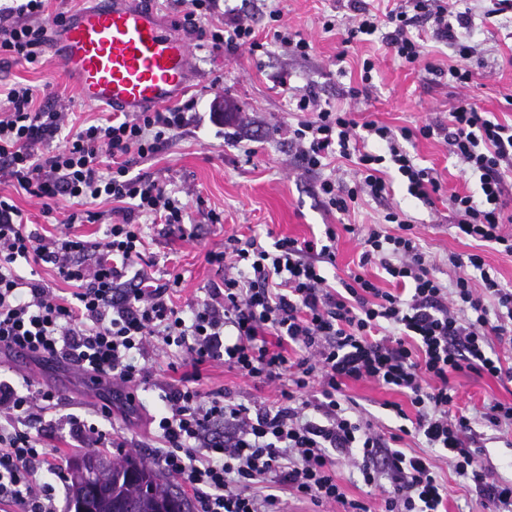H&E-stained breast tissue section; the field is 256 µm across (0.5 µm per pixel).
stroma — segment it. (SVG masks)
Listing matches in <instances>:
<instances>
[{"mask_svg":"<svg viewBox=\"0 0 512 512\" xmlns=\"http://www.w3.org/2000/svg\"><path fill=\"white\" fill-rule=\"evenodd\" d=\"M354 0H224V9L247 16L260 34L270 27L268 9L277 7L290 31L301 33L313 43L309 57L298 58L281 45L270 43L265 50L235 53L224 50H198L194 53V72L184 95L191 101L189 127L174 137L156 154L138 160L133 173L153 177L168 189H192L187 200L188 219L184 230L169 232L161 225L147 230L144 255L147 271L154 277L179 273L183 281L175 300L180 306L203 299L205 290L221 276L205 261L210 251L224 248V240L233 234L273 232L300 240L320 239L326 225L339 230L336 264L325 269L327 277H343L355 268L360 251L356 236L346 232V225L379 222L386 207L402 210L415 224L423 248L437 261L438 276L449 280L454 271L448 264L452 254L481 251L501 280L512 289V258L498 253L493 246L457 237L449 224L448 196L451 192L478 193L476 179L465 177L454 158L448 154L443 137H417L405 145L415 163L434 169L441 182L439 193L430 199L408 195L396 171H389L392 190L386 202L364 196L348 212L340 214L324 209L315 193L318 178L345 176L354 166L346 159L332 160L319 174L304 175L296 166L288 147V128L296 124L293 91L313 88L321 100L335 107L346 106V87L361 84L362 63L375 64L372 81L356 105L358 121L375 120L392 129H413L426 123L447 124L448 112L457 102V90L449 82L446 70L455 61L451 48L430 40L428 23L418 31L427 36V55L408 64L389 52L381 41L344 43V26L353 16ZM337 20L335 30L322 28L325 17ZM472 42L481 44L484 54L480 75L469 91L471 102L491 113L502 123H512V23L504 17L476 18L471 29ZM287 75V87L278 78ZM29 86L35 106L48 103L55 94L73 102L74 125L93 123L103 110L85 105L76 98L53 52H46L40 65L29 67L0 56V91L14 84ZM229 102L231 114L217 120L212 116L215 103ZM0 195L11 198L21 209L29 229L48 233L71 212L61 204L51 215H44L38 199L19 189L6 177H0ZM219 222H211L210 214ZM155 373L152 383L137 389V409L130 417L114 415L100 421L103 430L121 431L126 439L142 447L155 444L149 432L152 416L160 415L162 403L158 382L170 379L167 361L149 360ZM34 373L39 383L54 388L62 398L59 413L49 414V427L60 434L59 414L75 413L94 418L100 404L97 392L88 390L82 375L60 366L36 367L31 361L0 359V379L20 382L23 374ZM459 390L458 405L472 418L480 420L492 401L512 402V382H502L472 373L454 375ZM348 395L360 403L363 415L382 431L397 426L398 418L390 411L396 402L410 409L409 398L395 390L371 383H353ZM486 439L483 464L493 477L512 479V428L483 427ZM405 452L427 457L448 489L447 512H485L473 484L459 477L444 452L428 447L423 438L406 439Z\"/></svg>","mask_w":512,"mask_h":512,"instance_id":"1","label":"stroma"}]
</instances>
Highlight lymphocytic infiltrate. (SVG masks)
Here are the masks:
<instances>
[{
	"instance_id": "f902f5d3",
	"label": "lymphocytic infiltrate",
	"mask_w": 512,
	"mask_h": 512,
	"mask_svg": "<svg viewBox=\"0 0 512 512\" xmlns=\"http://www.w3.org/2000/svg\"><path fill=\"white\" fill-rule=\"evenodd\" d=\"M186 35L219 50L263 49L253 26L225 17L220 0H183ZM44 0H26L0 11V54L39 63L49 25ZM433 20L432 35L458 58L448 79L466 87L481 57L469 39L475 12L464 0H405L379 17L355 7L348 39L380 37L406 63L423 46L411 28L421 16ZM302 117L293 140L304 172L320 171L333 157L355 158L352 179L323 178L317 193L324 207L347 212L364 195L384 198L382 176L391 163L410 195L429 198L441 183L434 169L417 165L404 147L413 136L430 138L435 124L395 131L352 112L321 104L307 90L296 94ZM0 109V174L16 181L52 211L59 199L84 204L115 201L101 238L27 230L13 200L0 196V353L22 350L39 365H67L111 384L98 416L111 419L134 405L135 386L147 383L149 356H165L172 382L162 386V442L149 461L166 478L193 492L194 512H285L288 497L343 512H372L364 499L347 498L336 480V457L344 455L367 488L380 490V512H441L447 490L430 460L406 454V436L424 437L445 451L454 471L469 479L483 507L512 512V481L498 480L479 464L481 448L468 416L458 413V389L450 377L473 373L512 382V367L500 350L512 351V290L477 252L451 256L456 275L442 282L435 262L420 246L414 227L392 208L379 224L359 232L357 268L330 284L325 265L336 262L337 233L325 229V244L291 237L265 246L258 235H230L224 248L206 255L223 274L203 300L179 308L174 297L181 276H147L143 220L181 227L187 205L173 191L144 175H130L135 159L158 152L189 124L183 108L122 114L75 130L53 107L33 105L30 87L16 85ZM384 143L385 154L360 151L361 137ZM448 153L463 173L476 177L478 195L451 193V226L466 239L496 245L512 257V233L503 230V173L512 168V124L459 101L449 112ZM48 266L71 288L58 294L44 280L19 274L20 264ZM381 269L379 287L368 275ZM222 365L254 388L231 393L200 387L201 369ZM371 382L399 391L415 417L403 425L400 404L391 409L401 423L376 430L358 415L348 382ZM60 404L53 389L32 376L21 385L0 380V504L18 512H59L57 486L67 483L64 459L46 446L43 422ZM70 445L79 452L122 448L81 416L67 414Z\"/></svg>"
}]
</instances>
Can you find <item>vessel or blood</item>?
Listing matches in <instances>:
<instances>
[{
    "label": "vessel or blood",
    "instance_id": "vessel-or-blood-1",
    "mask_svg": "<svg viewBox=\"0 0 512 512\" xmlns=\"http://www.w3.org/2000/svg\"><path fill=\"white\" fill-rule=\"evenodd\" d=\"M58 59L78 98L89 106L139 112L176 103L192 57L187 42L163 31L152 0H94L54 28Z\"/></svg>",
    "mask_w": 512,
    "mask_h": 512
}]
</instances>
